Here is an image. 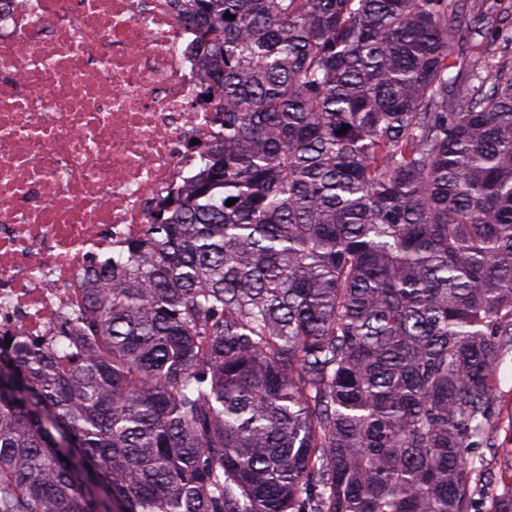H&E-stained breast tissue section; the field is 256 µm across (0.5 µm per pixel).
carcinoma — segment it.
<instances>
[{
    "instance_id": "cac0c4a2",
    "label": "carcinoma",
    "mask_w": 512,
    "mask_h": 512,
    "mask_svg": "<svg viewBox=\"0 0 512 512\" xmlns=\"http://www.w3.org/2000/svg\"><path fill=\"white\" fill-rule=\"evenodd\" d=\"M190 2L224 143L99 265L80 349L0 330V512H472L512 352V12Z\"/></svg>"
}]
</instances>
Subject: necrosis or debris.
<instances>
[{
  "mask_svg": "<svg viewBox=\"0 0 512 512\" xmlns=\"http://www.w3.org/2000/svg\"><path fill=\"white\" fill-rule=\"evenodd\" d=\"M199 36L173 0H0L1 327L53 336L222 142Z\"/></svg>",
  "mask_w": 512,
  "mask_h": 512,
  "instance_id": "4bbe7bcc",
  "label": "necrosis or debris"
}]
</instances>
